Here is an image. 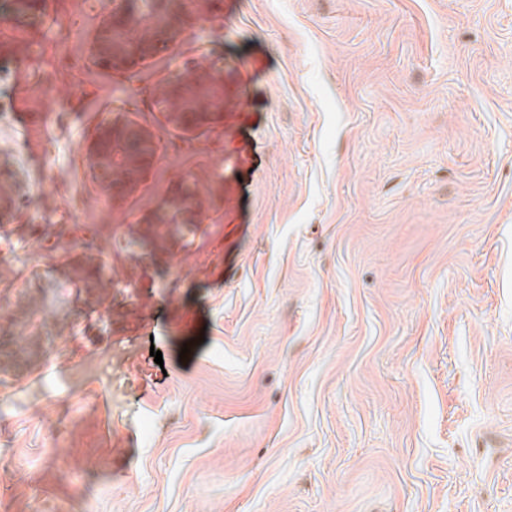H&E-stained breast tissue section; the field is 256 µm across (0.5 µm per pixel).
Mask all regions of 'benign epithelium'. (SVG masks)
Returning a JSON list of instances; mask_svg holds the SVG:
<instances>
[{
	"instance_id": "obj_1",
	"label": "benign epithelium",
	"mask_w": 512,
	"mask_h": 512,
	"mask_svg": "<svg viewBox=\"0 0 512 512\" xmlns=\"http://www.w3.org/2000/svg\"><path fill=\"white\" fill-rule=\"evenodd\" d=\"M156 0H145L137 11L112 8L88 41L89 56L105 58L112 70L128 72L151 57L160 45L174 40L195 12L196 0H166L164 9ZM49 0H11L12 16L40 31ZM165 102L177 114V125L193 131L208 114L224 111V85L193 82L182 75L167 84ZM83 162L98 180L105 202L110 204L147 179L158 159L156 140L129 124L110 118L102 121L81 144Z\"/></svg>"
}]
</instances>
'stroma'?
<instances>
[{
	"label": "stroma",
	"instance_id": "35a3bbf8",
	"mask_svg": "<svg viewBox=\"0 0 512 512\" xmlns=\"http://www.w3.org/2000/svg\"><path fill=\"white\" fill-rule=\"evenodd\" d=\"M195 9L123 90L0 25V503L512 512V0ZM178 73L224 86L191 150L131 105ZM109 117L183 171L105 204Z\"/></svg>",
	"mask_w": 512,
	"mask_h": 512
}]
</instances>
